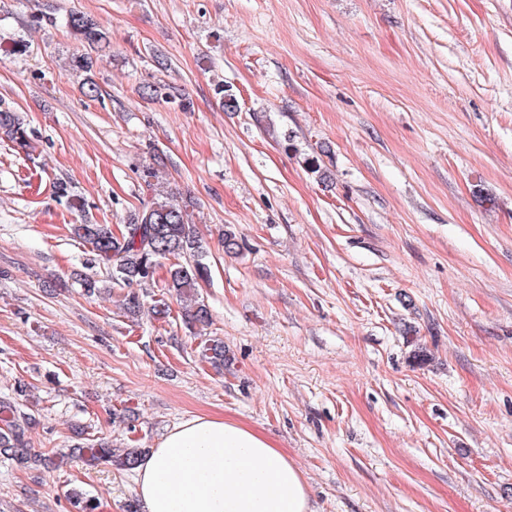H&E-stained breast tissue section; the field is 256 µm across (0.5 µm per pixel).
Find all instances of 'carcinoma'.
<instances>
[{
  "instance_id": "cac0c4a2",
  "label": "carcinoma",
  "mask_w": 512,
  "mask_h": 512,
  "mask_svg": "<svg viewBox=\"0 0 512 512\" xmlns=\"http://www.w3.org/2000/svg\"><path fill=\"white\" fill-rule=\"evenodd\" d=\"M67 24L87 51L72 57V67L85 73L82 94L93 100L101 97V90L92 75L91 52L101 48L107 41L105 31L96 20L82 13H71ZM0 133L16 148L29 152L32 148L31 131L25 120L10 110H0ZM73 237L91 246L94 261L111 276L112 283L127 289L122 300L124 309L130 313L140 311L143 306L135 287L154 280L163 259H175L168 270L163 288L170 295L191 305L185 312L186 325L193 329L209 323V312L205 305L196 301L195 291L199 282L208 277L204 263L205 248L194 224L189 221L186 206L176 200L156 194L141 202L131 214L128 222L116 233L109 224H73ZM202 360L216 369L224 368V340L209 338L200 352ZM0 456L19 465L42 462L60 467L67 459L64 454H34L28 448V432L36 420L21 407L10 401L0 400ZM87 461L97 465L108 461L118 469L132 470L145 451L126 448L122 453L106 442L83 449Z\"/></svg>"
}]
</instances>
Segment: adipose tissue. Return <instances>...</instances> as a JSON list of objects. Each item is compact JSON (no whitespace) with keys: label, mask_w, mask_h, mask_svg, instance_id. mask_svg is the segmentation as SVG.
<instances>
[{"label":"adipose tissue","mask_w":512,"mask_h":512,"mask_svg":"<svg viewBox=\"0 0 512 512\" xmlns=\"http://www.w3.org/2000/svg\"><path fill=\"white\" fill-rule=\"evenodd\" d=\"M144 512H310L299 467L234 420L196 416L170 430L136 467Z\"/></svg>","instance_id":"1"}]
</instances>
